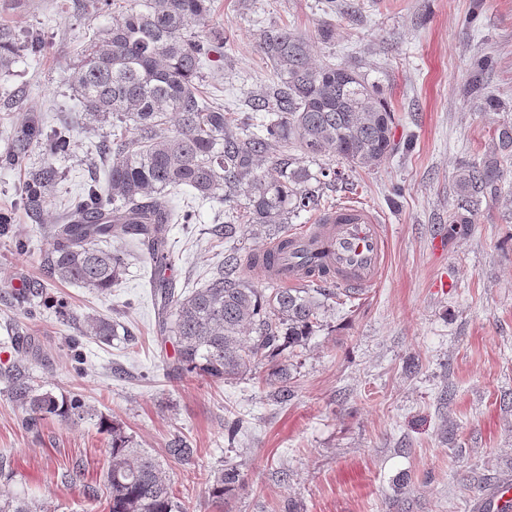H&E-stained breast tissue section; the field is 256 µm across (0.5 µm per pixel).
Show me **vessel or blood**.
Segmentation results:
<instances>
[{"mask_svg": "<svg viewBox=\"0 0 512 512\" xmlns=\"http://www.w3.org/2000/svg\"><path fill=\"white\" fill-rule=\"evenodd\" d=\"M385 256L379 215L357 204H339L319 213L313 224L289 233L287 249L278 252L267 276L285 285L308 283L312 267L320 263L329 272V282L365 291L379 282Z\"/></svg>", "mask_w": 512, "mask_h": 512, "instance_id": "b4317fda", "label": "vessel or blood"}]
</instances>
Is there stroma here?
<instances>
[{"label":"stroma","instance_id":"35a3bbf8","mask_svg":"<svg viewBox=\"0 0 512 512\" xmlns=\"http://www.w3.org/2000/svg\"><path fill=\"white\" fill-rule=\"evenodd\" d=\"M83 4L0 0L1 25L39 32L45 43L0 72V154L29 114L45 131L72 130L66 157L38 148L26 168L0 164V209L14 215L0 234V490L54 512H106L84 491L108 467L102 415L161 460L187 512H280L287 502L300 512H478L495 488L512 489V194L483 200L472 224L448 226L458 167L482 157L494 128L512 121V0H212L193 25L202 37L224 35L202 74L225 111H247L251 91L273 82L257 34L276 26L307 39L315 62L357 65L396 117L398 150L344 169L345 180L326 190L329 202L380 214L383 278L328 309L293 361L285 402L260 371L231 382L170 374L176 346L158 333L150 268L134 243L119 242L128 264L108 294L44 275L47 225L60 223L67 199L107 183L103 133L78 126L67 77L112 15ZM484 56L489 65L477 70ZM487 94L504 109L483 108ZM47 164L60 179L32 214L21 186L27 168ZM171 197L197 217L167 233L168 275L187 294L224 263V208L186 189ZM35 284L42 292L30 317L13 295ZM90 316L118 323L112 342L87 333ZM16 364L38 391L80 394L95 415L25 430L4 377ZM234 416L244 428L230 447L224 421ZM177 436L194 448L191 460L168 457ZM226 463L239 466L245 485L219 509L209 479Z\"/></svg>","mask_w":512,"mask_h":512}]
</instances>
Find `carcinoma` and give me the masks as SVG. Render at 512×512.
<instances>
[{
	"label": "carcinoma",
	"mask_w": 512,
	"mask_h": 512,
	"mask_svg": "<svg viewBox=\"0 0 512 512\" xmlns=\"http://www.w3.org/2000/svg\"><path fill=\"white\" fill-rule=\"evenodd\" d=\"M96 12L112 11V27L84 49L68 74L81 97L83 120L112 129L104 147L111 157L107 187L93 184L70 201L65 223L52 224L42 263L52 280L106 293L122 279L125 254L106 246L133 239L154 266L151 286L160 298L159 332L170 335L177 359L170 371L215 380H234L264 367L290 395L287 356L306 344L329 303L346 304L347 288H288L271 281L256 287L240 269L268 267L275 255L241 254L235 246L240 225L259 226L283 238L285 225L301 211L332 208L324 199L321 169L312 174L306 159L333 153L355 167L376 165L395 149L394 114L381 92L350 64L308 61L306 39L286 28L262 30L258 46L271 63L276 84L251 99L253 112L232 114L204 98L200 70L224 44L219 33L201 40L190 26L208 16L211 0H87ZM44 49L34 34L20 39L0 28V70H8L20 50ZM52 157L71 149L67 131L45 134L32 117L14 133L0 162L24 166L34 147ZM297 148L301 155L288 152ZM57 177L47 165L29 173L22 195L40 209ZM512 185V123L500 124L480 162L458 168L454 181L458 210L451 224H470V207L495 198ZM188 188L204 200L224 205V266L209 282L188 295L176 293L163 272L168 257L166 225L189 224L169 195ZM87 330L108 341L116 325L90 317ZM16 401L25 407L24 425L34 429L47 418L70 424L92 414L79 396L40 393L17 366L8 372ZM110 437V465L103 487L86 486L88 498L105 497L108 512H184L170 480L156 460L133 447L121 423L100 417ZM170 458L186 462L194 449L171 441ZM234 464L211 475L209 497L224 505L242 483ZM0 512H52L47 506L0 492Z\"/></svg>",
	"instance_id": "obj_1"
}]
</instances>
